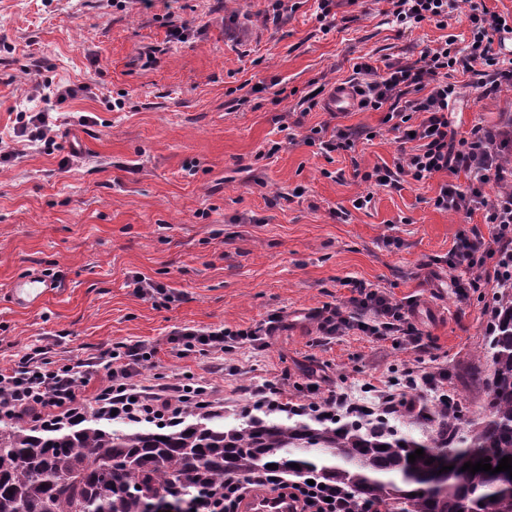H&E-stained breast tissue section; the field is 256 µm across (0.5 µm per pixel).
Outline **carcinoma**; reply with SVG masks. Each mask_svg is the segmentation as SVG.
I'll list each match as a JSON object with an SVG mask.
<instances>
[{
  "label": "carcinoma",
  "mask_w": 512,
  "mask_h": 512,
  "mask_svg": "<svg viewBox=\"0 0 512 512\" xmlns=\"http://www.w3.org/2000/svg\"><path fill=\"white\" fill-rule=\"evenodd\" d=\"M488 354L484 411L475 420L461 409L437 412L425 441L384 424L299 421L287 410L270 420L271 409L244 426L195 411L190 422L154 429L96 412L42 431L0 425V512H147L152 499L216 489L227 476L268 464L335 484L375 512H512V496L496 492L492 474L461 471L466 462L488 457L495 468L512 457V288L497 296ZM419 448L423 457L409 462ZM450 458L458 468L441 471Z\"/></svg>",
  "instance_id": "obj_1"
}]
</instances>
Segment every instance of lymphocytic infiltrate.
<instances>
[{
	"label": "lymphocytic infiltrate",
	"mask_w": 512,
	"mask_h": 512,
	"mask_svg": "<svg viewBox=\"0 0 512 512\" xmlns=\"http://www.w3.org/2000/svg\"><path fill=\"white\" fill-rule=\"evenodd\" d=\"M389 12L399 25L430 21L446 30L448 20L466 12L470 38L465 50H458L457 38L449 34L436 46L425 48L416 63L394 64L385 73L361 61L353 66L349 80L363 110H385V122L399 140L411 143L393 167H373L361 173L362 182L398 187L401 177L414 182L432 178L441 171L464 173L467 182L441 185L433 199L437 210L471 216L481 214L483 228L461 234L448 258L450 281L459 295L484 288L512 287V160L504 151L512 145V128L475 124L469 134L457 137L448 119L452 104L466 95L465 85L452 82L457 66L480 65L484 95L496 93L502 85H512V62L495 49L502 33L512 31V14L490 10L485 0H388ZM53 119L47 110L23 109L16 114L15 137L44 153H53L58 144L53 135ZM496 183L498 191L485 187ZM346 307L323 306L315 313L319 329L326 336L361 328L370 336H394L417 352L430 347L409 317L410 303L393 301L386 293L360 281L352 282ZM281 321L270 315L264 323L247 329L219 327L174 330L170 341L179 356L194 352H224L235 343L262 342ZM155 348L144 343L103 345L80 358H58L49 346H27L19 350L10 366L0 369V420L23 426L46 427L79 420L84 415L81 393L90 371L103 376L92 399L98 412L137 419L181 420L187 410L202 406L213 412V390L207 379L164 380L143 383L141 376L154 366ZM447 371L418 367L404 369L401 378L373 389L370 401H362L347 391H329L317 404L319 415L330 418L357 417L369 422H385L397 412L405 391L430 392L448 401L440 379ZM275 488L288 496L294 512H367L366 504L352 501L336 486L306 481H290L261 467L246 475L225 478L224 496L208 493L182 500L159 503V512H240L247 495Z\"/></svg>",
	"instance_id": "lymphocytic-infiltrate-1"
}]
</instances>
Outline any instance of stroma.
<instances>
[{
	"label": "stroma",
	"instance_id": "obj_1",
	"mask_svg": "<svg viewBox=\"0 0 512 512\" xmlns=\"http://www.w3.org/2000/svg\"><path fill=\"white\" fill-rule=\"evenodd\" d=\"M268 6L0 0V138H12L14 109L34 82L88 87L54 111L61 149L78 145L79 158L63 169L61 149L47 155L21 144L0 164V368L26 346L74 357L141 341L158 348L156 373L210 380L219 415L239 426L250 419L246 388L255 383H281L284 401L297 405L312 382L356 389L408 365L442 367L449 392L477 417L492 367L476 356L488 346L497 291L463 300L451 288L446 260L469 223L432 203L441 184L465 174L367 188L353 172L393 165L394 133L330 160L305 138L314 127L327 136L337 126L381 128L384 111L303 106L317 88L347 82L358 59L383 72L418 60L448 33L466 46V16L444 30L429 21L406 28L387 0H336L326 32L315 0H298L278 20ZM171 12L189 24L185 41L167 40ZM454 78L471 86L452 114L458 135L512 122V86L485 98L474 72ZM79 112L92 122L79 124ZM366 190L369 207L353 209ZM31 270L54 276L60 289L36 307H15L6 290ZM137 273L181 301L163 307L137 297L127 285ZM351 279L397 302L415 299L411 320L429 350L356 329L322 335L313 311L344 305ZM274 313L284 325L262 347L182 358L167 342L177 328H246Z\"/></svg>",
	"mask_w": 512,
	"mask_h": 512
}]
</instances>
